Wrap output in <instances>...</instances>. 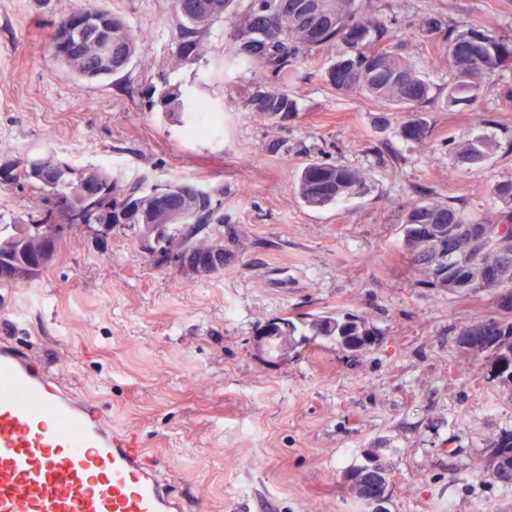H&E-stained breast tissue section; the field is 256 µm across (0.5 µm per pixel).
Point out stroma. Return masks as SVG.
<instances>
[{
  "label": "stroma",
  "mask_w": 512,
  "mask_h": 512,
  "mask_svg": "<svg viewBox=\"0 0 512 512\" xmlns=\"http://www.w3.org/2000/svg\"><path fill=\"white\" fill-rule=\"evenodd\" d=\"M76 3L0 0V166L50 155L124 181L222 187L224 269L186 275L158 265L135 227L102 241L78 226L40 274L0 285V340L134 434L185 512H374L343 479L368 448L388 470L385 512H512V484L476 468L488 437L512 430V386L464 371L454 334L466 318L495 314V296L421 285L402 242L416 186L471 220L503 211L491 187L512 178V152L463 165L446 143L512 140V98L501 93L512 71L491 75L474 108L430 104L423 147L380 124L382 103L326 82L331 47L299 66L288 85L298 112L275 127L245 106L258 71L233 62L232 18L211 27L199 59L176 66L172 0H107L139 49L118 78L89 81L47 46ZM359 7L397 17L404 56L437 93L453 74L441 39L416 26L424 11L512 37V0ZM168 82L217 109L219 134L185 136L157 102ZM313 159L362 170L367 192L306 206L296 174ZM302 312L359 316L377 340L356 352L321 339L281 356L258 348L260 323Z\"/></svg>",
  "instance_id": "1"
}]
</instances>
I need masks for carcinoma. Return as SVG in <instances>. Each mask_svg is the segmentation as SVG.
Here are the masks:
<instances>
[{
  "instance_id": "carcinoma-1",
  "label": "carcinoma",
  "mask_w": 512,
  "mask_h": 512,
  "mask_svg": "<svg viewBox=\"0 0 512 512\" xmlns=\"http://www.w3.org/2000/svg\"><path fill=\"white\" fill-rule=\"evenodd\" d=\"M240 0H172L177 19L174 64L197 59L205 36L213 24L230 13L235 19L237 42L236 60L259 69L261 81L246 100V107L258 117L276 126L288 123L298 111L297 101L288 93V81L302 61L334 45L340 51L326 69L325 79L340 93L361 92L403 114L398 133L406 141L425 145L430 138V125L423 116L425 105L433 100L430 83L412 66L392 43L391 21L379 15H364L356 0H249L248 8H237ZM85 11L97 23L112 24V44L119 55L109 65L100 66L95 73L87 71V59L96 55V46L84 40V33L74 32L72 39L81 41V56L62 55L60 59L77 76L99 80L121 75L130 65L136 50L137 37L125 22L94 0H83L53 24L49 44H54L56 33L67 26L72 14ZM359 28L365 34L359 45L347 39L350 28ZM421 30L429 36H440L448 49V66L454 79L448 83L443 107L450 111L463 100L474 104L489 89L492 74L512 69V38H494L476 27L465 31L451 30L437 12H426L419 21ZM278 89L270 90L268 86ZM164 110L172 114L189 113L193 121L188 129L199 126L196 102L182 98L176 85H167L162 96ZM458 162L479 165L493 154L497 144L483 138L465 141L450 140ZM24 181L47 194L50 204H35L24 213L11 231L0 229V271L13 284L39 274L55 257L57 249L48 240L49 233L58 229L63 236L77 225L74 217L83 218V225L99 235H108L126 224L138 225L140 238L151 245L153 253L173 263L194 260L196 257L224 248V217L218 215L216 196L219 187L196 188L190 183L164 184L166 195L179 214L161 216L153 211L152 187L146 180L124 182L112 171L99 166L80 171L68 163L42 157L29 162L15 173L0 172V182ZM101 183L106 194L99 202L86 200L82 184ZM299 196L310 207H324L337 201L364 194L368 189L366 174L356 168L335 163L312 161L297 176ZM491 193L508 207L501 212L496 224L471 222L460 209L438 201L429 190L415 191L416 198L404 209L402 234L403 250L411 265L421 271L423 284L463 296L483 292L470 287L459 278L477 263L489 266L501 261L497 249V231L501 224H512V179L493 184ZM471 224L480 227L488 236V243L479 251H461L448 254L444 247L448 225ZM427 224L428 235H412L411 225ZM449 270V279L441 283L432 264ZM491 315L466 318L455 326L459 348H464L465 337ZM304 326L312 338L325 339L337 346L356 351L373 342L375 332L360 318L343 319L324 315L310 320L276 318L260 325L257 335L267 337L275 352L284 354L298 345L299 326ZM486 352L477 356L478 366L505 384H512V318L500 319L495 336L486 337ZM487 447L495 452L498 463L482 465L483 475L502 482L512 474V431L489 438Z\"/></svg>"
}]
</instances>
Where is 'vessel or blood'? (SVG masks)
I'll return each instance as SVG.
<instances>
[{"label":"vessel or blood","mask_w":512,"mask_h":512,"mask_svg":"<svg viewBox=\"0 0 512 512\" xmlns=\"http://www.w3.org/2000/svg\"><path fill=\"white\" fill-rule=\"evenodd\" d=\"M0 512H184L130 435L0 343Z\"/></svg>","instance_id":"1"}]
</instances>
